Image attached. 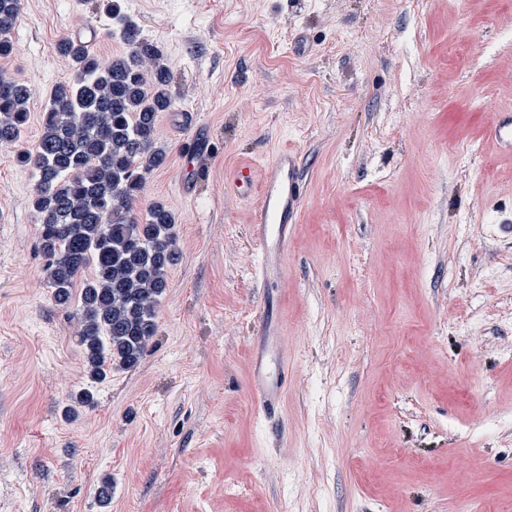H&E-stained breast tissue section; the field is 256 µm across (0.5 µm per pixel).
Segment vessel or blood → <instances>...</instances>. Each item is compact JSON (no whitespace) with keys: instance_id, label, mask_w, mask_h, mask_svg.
<instances>
[{"instance_id":"1","label":"vessel or blood","mask_w":512,"mask_h":512,"mask_svg":"<svg viewBox=\"0 0 512 512\" xmlns=\"http://www.w3.org/2000/svg\"><path fill=\"white\" fill-rule=\"evenodd\" d=\"M488 137L512 150V116L497 117ZM224 185L235 195L257 199L251 220L257 249L254 279L264 294H271L285 276L292 226L304 203L300 155L292 148L278 149L265 164L262 177H255L251 168L238 167L226 177ZM285 328V320H274L267 311H260L248 350L249 390L267 417L275 414L287 389L288 356L280 344Z\"/></svg>"}]
</instances>
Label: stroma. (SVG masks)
<instances>
[{"label": "stroma", "instance_id": "stroma-1", "mask_svg": "<svg viewBox=\"0 0 512 512\" xmlns=\"http://www.w3.org/2000/svg\"><path fill=\"white\" fill-rule=\"evenodd\" d=\"M121 3L174 97L133 209L171 210L180 257L140 365L90 385L37 251L33 174L0 147V512H512V155L486 136L512 110V0ZM90 29L101 62L125 52L100 0H23L0 60L32 90L17 149L73 77L59 41ZM284 146L306 198L275 431L248 390L254 202L224 174Z\"/></svg>", "mask_w": 512, "mask_h": 512}]
</instances>
